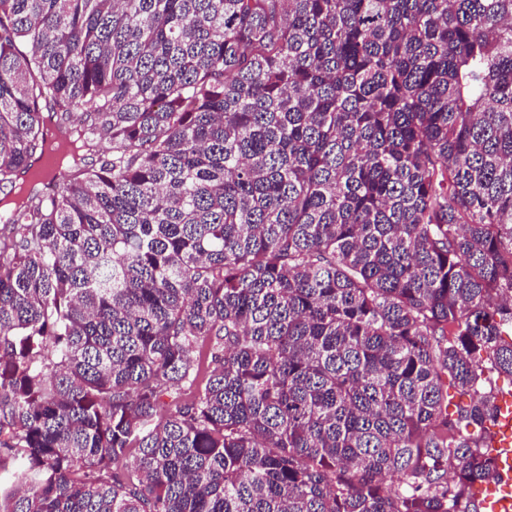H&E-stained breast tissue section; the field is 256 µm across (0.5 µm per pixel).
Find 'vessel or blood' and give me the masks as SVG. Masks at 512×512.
<instances>
[{"instance_id": "vessel-or-blood-1", "label": "vessel or blood", "mask_w": 512, "mask_h": 512, "mask_svg": "<svg viewBox=\"0 0 512 512\" xmlns=\"http://www.w3.org/2000/svg\"><path fill=\"white\" fill-rule=\"evenodd\" d=\"M491 434L497 477L477 484L475 499L480 512H512V396L499 402Z\"/></svg>"}]
</instances>
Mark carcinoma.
<instances>
[{
    "mask_svg": "<svg viewBox=\"0 0 512 512\" xmlns=\"http://www.w3.org/2000/svg\"><path fill=\"white\" fill-rule=\"evenodd\" d=\"M0 189V512H478L512 0H0Z\"/></svg>",
    "mask_w": 512,
    "mask_h": 512,
    "instance_id": "obj_1",
    "label": "carcinoma"
}]
</instances>
